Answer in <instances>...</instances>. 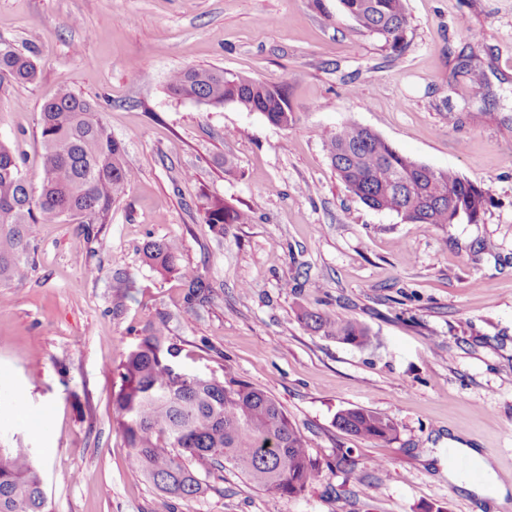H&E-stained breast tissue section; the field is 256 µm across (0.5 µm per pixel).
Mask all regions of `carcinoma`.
<instances>
[{
	"label": "carcinoma",
	"instance_id": "cac0c4a2",
	"mask_svg": "<svg viewBox=\"0 0 512 512\" xmlns=\"http://www.w3.org/2000/svg\"><path fill=\"white\" fill-rule=\"evenodd\" d=\"M356 25L398 48L408 26L405 0H340ZM33 61L9 45L0 46V83H32ZM170 96L211 104L236 103L286 127L291 111L282 86L216 68H182L167 84ZM43 154L39 191L21 175L12 150L0 144V283L28 274L24 256L31 225L78 218L83 224H108L112 207L131 187L134 170L124 148L107 132L101 113L86 99L64 89L42 106ZM331 166L349 193L367 206L399 216L405 223H477L491 198L480 185L453 171L434 170L397 152L369 129L343 126L327 140ZM250 212L221 199L210 201L205 223L217 233L226 224H249ZM173 241H151L146 254L167 272H176L188 288L187 299L208 287L193 269L177 263ZM317 332L353 346L371 342L370 330L356 322L318 312L305 314ZM179 349L167 343L164 324L128 353L120 365L121 384L113 396L129 465L146 482L170 497L203 493L191 466L216 463L237 469L268 501L297 495L320 472L307 441L287 413L265 391L223 376L174 373ZM343 432L361 439L391 441L397 425L383 413L349 408L336 416ZM0 512H49L40 472L24 450L0 452Z\"/></svg>",
	"mask_w": 512,
	"mask_h": 512
}]
</instances>
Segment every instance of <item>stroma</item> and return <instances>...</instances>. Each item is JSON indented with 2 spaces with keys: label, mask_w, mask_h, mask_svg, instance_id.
I'll return each instance as SVG.
<instances>
[{
  "label": "stroma",
  "mask_w": 512,
  "mask_h": 512,
  "mask_svg": "<svg viewBox=\"0 0 512 512\" xmlns=\"http://www.w3.org/2000/svg\"><path fill=\"white\" fill-rule=\"evenodd\" d=\"M405 7L396 50L340 0H0V42L37 68L0 84V141L23 177L40 183V112L62 88L95 105L136 173L93 233L33 225L27 278L0 284V449L30 454L50 512H473L479 494L447 476L452 439L512 486V0ZM185 67L284 86L291 122L171 97ZM350 123L480 184L482 220L409 224L352 196L325 149ZM213 198L252 222L216 236ZM160 240L202 275L205 302L150 264ZM308 311L372 341L316 333ZM160 322L182 370H228L276 399L319 480L272 506L230 467L197 466L205 491L189 499L131 469L112 394ZM348 408L390 415L396 439L342 432ZM347 448L350 475L335 465ZM305 320L314 331L322 332L325 336L336 337L343 343L364 347L371 342L370 330L356 322L331 318L318 312L306 313Z\"/></svg>",
  "instance_id": "stroma-1"
}]
</instances>
